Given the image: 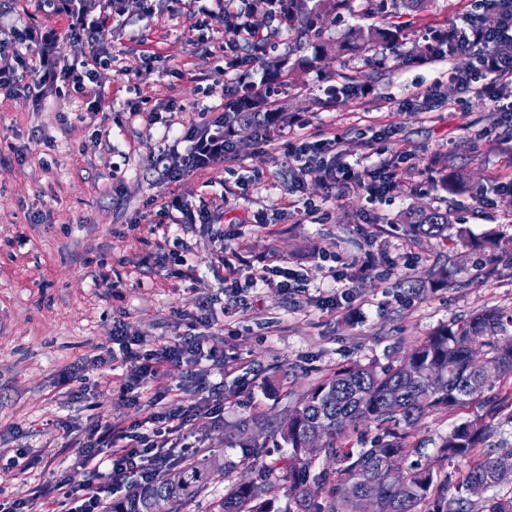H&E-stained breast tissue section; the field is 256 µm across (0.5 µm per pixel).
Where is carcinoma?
<instances>
[{"label":"carcinoma","mask_w":512,"mask_h":512,"mask_svg":"<svg viewBox=\"0 0 512 512\" xmlns=\"http://www.w3.org/2000/svg\"><path fill=\"white\" fill-rule=\"evenodd\" d=\"M429 0H280L282 26L301 25L313 39L314 59L339 53L351 45L374 48L387 44L410 20L427 8ZM272 5L256 0L254 11L264 15ZM352 14L363 24L351 29L346 40L335 44L321 40L324 20ZM408 231L416 236L446 240L454 229L452 210L420 207L403 215ZM478 349L484 364L498 372L507 389L497 401H486L484 412L453 427L437 448L436 461L416 458L420 447L413 430L427 413H451L477 401L484 393L482 368L471 359ZM413 371L400 365L377 368L352 364L338 369L310 386L297 399L289 417L271 425L263 417L250 424L270 430L289 448L288 498L299 512H360L362 498L379 499L378 512H512V493L476 495L485 490L512 487V467L500 458L512 456V448L487 451L481 448L494 420L512 408V315L488 310L470 319L444 325L413 347L408 356ZM368 422L381 431L370 448L358 451L339 442L349 430ZM332 460L334 469L311 474L320 456ZM410 461L398 473L389 472L388 461ZM250 462L248 477L213 506L211 512H273V496L280 486L276 467L261 463L253 447L245 448ZM463 469L444 470L459 461ZM223 473L222 465L196 458L158 480L135 485L129 493L105 506L104 512H143L155 499L169 503L170 512H181L201 497ZM455 482L457 495L447 496L448 483ZM318 485L322 496L314 498L308 483Z\"/></svg>","instance_id":"obj_1"}]
</instances>
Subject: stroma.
Returning <instances> with one entry per match:
<instances>
[{"mask_svg": "<svg viewBox=\"0 0 512 512\" xmlns=\"http://www.w3.org/2000/svg\"><path fill=\"white\" fill-rule=\"evenodd\" d=\"M471 3L430 0L401 45L348 51L314 65L291 51L298 31L262 15L253 19L269 34L275 57L288 58L292 68L274 84L279 112L305 115L309 133L318 138L342 136L351 163L413 152L416 175H398L378 199L351 188L327 191L315 173L294 183L277 143H263L254 129L241 127L224 163L168 183L158 160L161 129L125 112L131 92L152 102L172 101L180 108L179 122L188 120L191 106L209 108L213 120L222 113L220 96L206 95L204 88L222 63L225 37L201 27L178 2L169 16L144 14L137 0H127L126 14L112 24L120 55L105 81L100 111H89L76 94L50 96L37 105L0 102V501L29 494L59 469L72 483L85 480L50 421L84 423L113 409L126 422L139 420L136 407L117 406L110 371L88 373V394L78 403L58 383L65 368L111 347L116 325L137 336L143 352L184 333L185 315L197 313L202 302L224 309V356L234 363L224 375V417L199 416L188 438L199 455H217L224 466L223 479L184 510L210 512L245 477L237 429L254 413L284 418L294 393L356 362H398L417 341L453 320L488 309L512 314V193L496 186L512 179V153L488 145L508 125L495 103L449 82L447 64L432 59L424 38L434 27H463ZM204 39L205 51L199 46ZM147 51L156 53L159 74H140ZM362 82L373 88L367 98L346 93V86ZM431 85L438 88L437 101L400 109L405 97ZM383 123L395 125L396 133L380 143L376 132ZM99 129L109 133L100 146L94 142ZM435 159L449 172H464V185L432 184L426 169ZM480 190L488 204L475 202ZM293 191L318 205L315 217L289 211ZM175 193L195 205L227 201L213 230L171 228L170 238L185 242L177 258L158 248L156 236L130 227L135 217L154 218ZM456 204L467 236L498 240V247L474 251L459 239L413 238L400 221L414 206ZM224 250L241 257L243 289L237 296L224 291L217 277ZM267 252L304 274L306 294L292 298L276 288L246 287L250 265ZM370 252L376 265L354 284L355 309L320 310L319 298L334 285L329 258L360 260ZM149 254L159 256L162 267L141 269V258ZM103 262L112 283L98 287L92 275ZM441 269L455 272L457 286L437 279ZM194 273L205 276V285L193 287ZM480 411L470 404L447 416H426L415 440L435 457L441 437ZM47 443L57 449L56 457L24 474L8 465L17 450Z\"/></svg>", "mask_w": 512, "mask_h": 512, "instance_id": "35a3bbf8", "label": "stroma"}]
</instances>
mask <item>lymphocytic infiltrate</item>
Returning a JSON list of instances; mask_svg holds the SVG:
<instances>
[{
	"label": "lymphocytic infiltrate",
	"instance_id": "lymphocytic-infiltrate-1",
	"mask_svg": "<svg viewBox=\"0 0 512 512\" xmlns=\"http://www.w3.org/2000/svg\"><path fill=\"white\" fill-rule=\"evenodd\" d=\"M193 14L201 16L210 29L223 30L227 15H234L232 36L224 43V64L215 81L222 95L235 96L258 86L270 85L264 68L273 45L267 36L254 31L249 12L230 13L226 0H187ZM125 0H34L31 12H16L0 0V95L7 99L41 101L48 95L76 93L93 108H100L106 91L103 71L112 67L114 52L109 34L113 17L123 16ZM47 22H39L38 14ZM512 32V0H477L465 29L455 41L469 54L465 67H451L449 78L464 89L490 99L497 84L512 80V57L487 51L470 53L474 43L491 44ZM70 41L71 59L57 52L61 41ZM130 116L145 118L148 125L161 126L171 148L160 162L168 181L207 171L222 163L231 153L234 129L223 119H209L206 110H198L189 121L177 124L170 117L172 104L143 101L127 104ZM263 141H278L282 162L298 167L300 173H321L332 186L340 185L365 191L378 197L389 192L398 173L414 174L411 153L400 160L383 158L360 166L344 158L340 138L309 140L306 119L299 115L282 117L277 110L263 112L256 121ZM333 153L334 162L324 159ZM214 212L206 204L192 205L175 196L159 210L158 221L149 223V234H169L172 226L186 229L208 227ZM260 265L251 274L250 286L278 288L290 295L302 293L304 280L296 271L283 266L274 254L260 257ZM215 313L189 315L184 334L159 340L146 352L133 351L124 328L112 332L116 350H103L91 361L79 362L60 375V382L72 386V399L82 397L80 390L88 372L114 361L122 351L126 367L119 379L120 405L138 406L142 418L126 423L120 415L97 414L86 425L68 421L57 427L65 447L79 457L89 471L88 479L72 484L65 475H57L48 489L36 490L32 498H18L0 504V512H98L109 490L128 484L132 477L152 481L159 477V461L171 454H187L186 439L191 422L199 415L218 419L224 414V385L210 382L212 371H225L224 341L219 336ZM182 371L194 387L197 399L183 405L178 393L169 388L152 387L151 378L171 370Z\"/></svg>",
	"mask_w": 512,
	"mask_h": 512
}]
</instances>
